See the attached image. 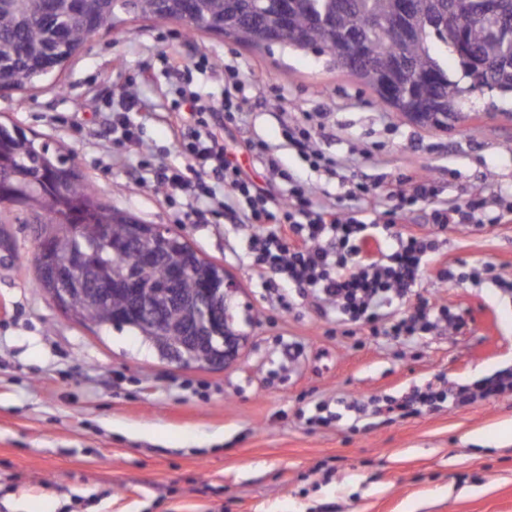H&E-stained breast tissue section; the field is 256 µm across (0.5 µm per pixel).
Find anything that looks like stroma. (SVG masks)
<instances>
[{
    "instance_id": "1",
    "label": "stroma",
    "mask_w": 512,
    "mask_h": 512,
    "mask_svg": "<svg viewBox=\"0 0 512 512\" xmlns=\"http://www.w3.org/2000/svg\"><path fill=\"white\" fill-rule=\"evenodd\" d=\"M190 66L207 94L224 69L251 84L245 137L280 143L281 124L321 129L316 145L339 178L305 169L342 210L378 209L392 180L432 175L451 205H512V96L470 92L473 110L448 128L422 127L328 56L278 44L251 49L179 21L127 18L102 27L53 77L0 93V122L72 151L97 198L184 236L239 286L229 301L246 337L221 370L162 360L137 332L73 321L36 286L38 239L10 224L0 260V512H512V395L405 418L355 420L351 399H397L428 383L470 385L512 371V222L452 224L425 264L419 294L462 316L401 341L344 326L310 297L283 309L249 265V227L223 212L191 221L192 198L167 199L152 170L184 167L163 115L174 91L167 59ZM144 142L112 139L119 98ZM374 193L356 200L350 182ZM450 267L456 280L442 282ZM330 424L308 419L316 405Z\"/></svg>"
}]
</instances>
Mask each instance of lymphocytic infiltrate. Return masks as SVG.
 <instances>
[{
    "instance_id": "lymphocytic-infiltrate-1",
    "label": "lymphocytic infiltrate",
    "mask_w": 512,
    "mask_h": 512,
    "mask_svg": "<svg viewBox=\"0 0 512 512\" xmlns=\"http://www.w3.org/2000/svg\"><path fill=\"white\" fill-rule=\"evenodd\" d=\"M179 96L186 108L170 113L167 125L187 165L182 169L160 167L157 184L168 195L188 194L199 199L213 198L216 185H223L225 214L256 228L250 238L251 267L266 287L276 290L282 308L290 307L293 293L309 295L330 304L343 322H379L383 335L397 339L420 335L442 323L454 330L461 328L460 318L435 309L423 297L411 311L388 321L382 320L380 311L412 295L421 283L428 254L435 250L432 232L401 230L412 206L429 203L434 230L442 231L448 225L476 219L484 208L482 199L451 206L440 201L431 178L411 177V191L391 190V206L377 212L373 220L389 230V237L370 239L367 230L373 222L317 201L309 181L281 169L275 144L247 140L253 163L263 171L262 183L251 179L224 141L225 115H239L248 109L242 78L233 79L220 103L203 100L194 91L183 90ZM284 136L289 149L310 169L330 176L341 169V162L320 151L308 131L288 126ZM511 392L512 372L503 371L448 394L430 387L417 390L399 408L410 416L447 397L463 406Z\"/></svg>"
}]
</instances>
